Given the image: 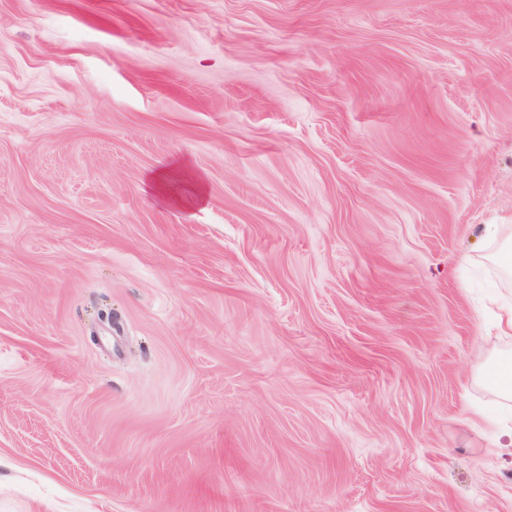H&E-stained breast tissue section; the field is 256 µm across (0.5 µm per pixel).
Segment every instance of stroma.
<instances>
[{"label":"stroma","instance_id":"1","mask_svg":"<svg viewBox=\"0 0 512 512\" xmlns=\"http://www.w3.org/2000/svg\"><path fill=\"white\" fill-rule=\"evenodd\" d=\"M488 224L512 0H0V512H512ZM481 381L504 397L512 395V355L505 353L485 362L480 369Z\"/></svg>","mask_w":512,"mask_h":512}]
</instances>
